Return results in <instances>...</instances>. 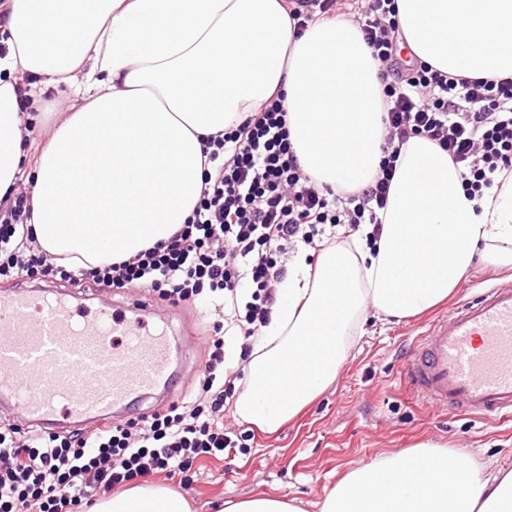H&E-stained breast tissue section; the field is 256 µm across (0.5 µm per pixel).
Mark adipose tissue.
<instances>
[{
    "label": "adipose tissue",
    "instance_id": "ef3b65f1",
    "mask_svg": "<svg viewBox=\"0 0 512 512\" xmlns=\"http://www.w3.org/2000/svg\"><path fill=\"white\" fill-rule=\"evenodd\" d=\"M0 58V209L21 175L40 251L106 266L168 240L199 199L207 136L284 92L301 169L357 189L383 157L379 64L341 16L297 32L285 0H10ZM399 45L455 75L512 76V0H398ZM73 87L81 104L24 161L23 76ZM381 233L294 253L270 324L255 341L237 415L273 432L336 379L367 310L410 317L446 297L477 261L512 270V174L479 202L432 141L403 148ZM96 512H191L173 490L113 494ZM319 512H512V471L432 445L342 477Z\"/></svg>",
    "mask_w": 512,
    "mask_h": 512
}]
</instances>
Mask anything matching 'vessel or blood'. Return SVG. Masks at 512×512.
<instances>
[{
  "instance_id": "obj_1",
  "label": "vessel or blood",
  "mask_w": 512,
  "mask_h": 512,
  "mask_svg": "<svg viewBox=\"0 0 512 512\" xmlns=\"http://www.w3.org/2000/svg\"><path fill=\"white\" fill-rule=\"evenodd\" d=\"M151 305L126 313L73 304L49 288L0 298V401L27 421L91 422L170 386L171 338ZM403 369L412 394L484 420L512 417V285L434 320Z\"/></svg>"
}]
</instances>
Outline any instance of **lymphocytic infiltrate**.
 Here are the masks:
<instances>
[{"label":"lymphocytic infiltrate","instance_id":"1","mask_svg":"<svg viewBox=\"0 0 512 512\" xmlns=\"http://www.w3.org/2000/svg\"><path fill=\"white\" fill-rule=\"evenodd\" d=\"M352 22L381 64L386 144L376 176L360 191L318 186L304 173L289 138L280 97L236 126L208 136L203 189L191 215L167 241L104 267L73 268L30 252L28 191L0 213V281L43 277L92 280L104 288L139 283L172 303L223 306L191 401L121 424L31 434L0 426V512H83L95 496L157 474L189 484L199 458L223 457L243 438L224 412L244 374L252 341L271 320L285 255L321 251L371 225L378 239L403 146L424 137L462 170L468 198H481L512 173V77L452 75L425 62L401 67L396 0H321Z\"/></svg>","mask_w":512,"mask_h":512}]
</instances>
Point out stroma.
Segmentation results:
<instances>
[{
    "label": "stroma",
    "mask_w": 512,
    "mask_h": 512,
    "mask_svg": "<svg viewBox=\"0 0 512 512\" xmlns=\"http://www.w3.org/2000/svg\"><path fill=\"white\" fill-rule=\"evenodd\" d=\"M511 281V273L478 264L432 311L405 319L368 312L335 382L299 416L275 433H256L247 452L201 459L188 486L162 475L153 476V484L180 490L193 512H215L225 501L260 495L296 499L305 512H319V503L347 471L424 443L472 454L491 472L512 469V420L476 422L450 414L417 400L402 381L403 364L423 340L430 321L478 299L489 286ZM57 287L71 300L89 305L126 303L148 295L135 283L103 291L89 280L78 286L61 281ZM180 317L192 336L186 346L188 361L168 397L145 400L144 412L189 396L209 328L224 320L222 311L205 312L192 304L181 305Z\"/></svg>",
    "instance_id": "stroma-1"
}]
</instances>
